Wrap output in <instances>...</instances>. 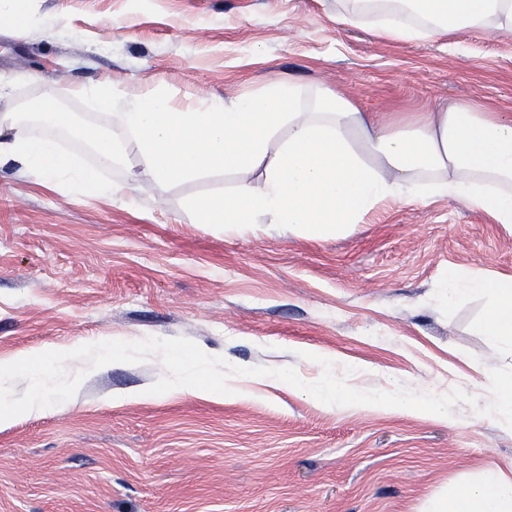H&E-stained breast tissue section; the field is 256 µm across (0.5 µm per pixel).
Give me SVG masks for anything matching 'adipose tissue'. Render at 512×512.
<instances>
[{
	"label": "adipose tissue",
	"instance_id": "ef3b65f1",
	"mask_svg": "<svg viewBox=\"0 0 512 512\" xmlns=\"http://www.w3.org/2000/svg\"><path fill=\"white\" fill-rule=\"evenodd\" d=\"M336 12L403 41L512 31V0H336ZM69 94L107 110V122L73 124L51 90L38 111L22 103L0 110V171L110 202L128 198L143 179L165 192L230 173L232 187L185 201L194 223L284 224L314 239L348 233L387 203L442 199L512 226L510 112L458 102L385 120L332 89L290 80L187 108L158 80L133 94L109 80L71 86ZM65 135L82 142L92 164L62 148ZM119 169L122 179H103ZM463 287L492 293L485 333L512 350V277L452 271L449 300ZM436 512H512V478L487 470Z\"/></svg>",
	"mask_w": 512,
	"mask_h": 512
}]
</instances>
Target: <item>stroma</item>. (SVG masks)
I'll list each match as a JSON object with an SVG mask.
<instances>
[{
    "mask_svg": "<svg viewBox=\"0 0 512 512\" xmlns=\"http://www.w3.org/2000/svg\"><path fill=\"white\" fill-rule=\"evenodd\" d=\"M0 29V75L35 74L80 118L75 84L162 79L200 104L292 79L360 111L401 117L456 101L512 113V32L400 42L342 23L335 0H29ZM52 17L53 31L42 21ZM224 176L127 202L75 200L0 174V359L149 336L193 340L251 367L320 377L316 354L359 390L459 387L492 399L512 353L485 335L490 297L447 300L457 268L512 276V228L453 201L393 203L350 233L193 224L188 198ZM158 359L91 371L73 398L0 426V512H431L495 468L512 478V429L460 403L448 419L329 406L272 377L229 395L138 399ZM25 0L0 1V28L22 34L30 28V17Z\"/></svg>",
    "mask_w": 512,
    "mask_h": 512,
    "instance_id": "1",
    "label": "stroma"
}]
</instances>
